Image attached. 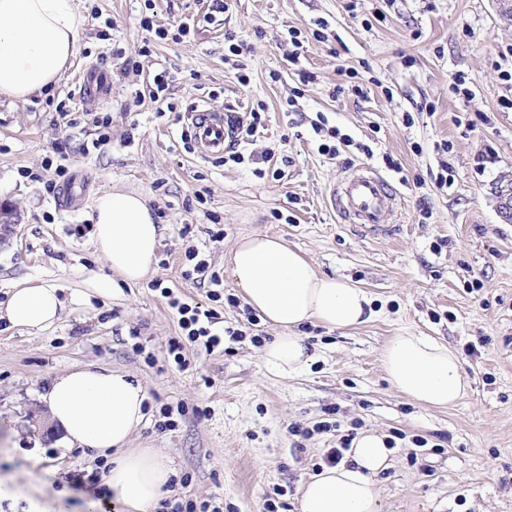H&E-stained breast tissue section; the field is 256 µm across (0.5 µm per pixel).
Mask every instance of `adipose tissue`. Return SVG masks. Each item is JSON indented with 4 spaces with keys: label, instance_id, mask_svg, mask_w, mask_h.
Instances as JSON below:
<instances>
[{
    "label": "adipose tissue",
    "instance_id": "ef3b65f1",
    "mask_svg": "<svg viewBox=\"0 0 512 512\" xmlns=\"http://www.w3.org/2000/svg\"><path fill=\"white\" fill-rule=\"evenodd\" d=\"M83 24L77 0H0V95L24 99L58 83L79 53ZM94 224L96 246L112 271L129 283L143 279L163 232L147 200L126 191L102 194L94 201ZM227 266L238 295L277 328L262 359L283 377L312 361L302 325L316 321L348 329L375 314L367 291L344 278L318 275L276 236L243 238ZM61 309L57 288L26 282L13 289L1 314L13 326L42 330L58 320ZM381 364L392 388L423 407H449L467 390L457 353L428 336L392 337ZM46 400L68 446L111 451L106 483L122 512H150L171 470L155 450L128 445L144 419L141 384L122 370L78 365L55 379ZM392 453L384 435L361 433L345 461L303 484L300 512H380L378 477Z\"/></svg>",
    "mask_w": 512,
    "mask_h": 512
}]
</instances>
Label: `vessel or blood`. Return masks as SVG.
<instances>
[{
	"label": "vessel or blood",
	"mask_w": 512,
	"mask_h": 512,
	"mask_svg": "<svg viewBox=\"0 0 512 512\" xmlns=\"http://www.w3.org/2000/svg\"><path fill=\"white\" fill-rule=\"evenodd\" d=\"M194 141L201 157L223 154L235 135L232 115L208 108L188 112ZM395 188L373 168L364 167L334 187L330 202L344 223L353 225L361 236L375 238L391 234L387 216L398 204Z\"/></svg>",
	"instance_id": "obj_1"
}]
</instances>
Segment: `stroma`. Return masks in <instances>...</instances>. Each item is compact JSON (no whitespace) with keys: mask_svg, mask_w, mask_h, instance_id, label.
<instances>
[{"mask_svg":"<svg viewBox=\"0 0 512 512\" xmlns=\"http://www.w3.org/2000/svg\"><path fill=\"white\" fill-rule=\"evenodd\" d=\"M210 4L81 0L80 52L58 84L24 100L0 96V202L21 220L0 246V307L21 282L56 287L64 303L42 331L0 318V482L17 492L0 499V512H29L33 499L85 512L89 496L68 476L98 468V455L42 428L50 385L78 364L141 382L146 419L131 445L157 449L170 466L165 496L264 512L279 488V512H299L302 483L340 436L375 430L394 441L381 512H512V221L498 199L512 180V110L500 105L512 99L502 78L512 72V22L496 0H362L353 11L349 0H231L223 14ZM145 12L172 32L187 18L193 27L180 41H158L139 25ZM321 23L324 42L313 36ZM290 28L303 43L296 65L285 58ZM229 31L248 46L237 67L225 61ZM301 68L314 80L301 81ZM91 70L108 83L84 101L76 86ZM347 70L370 81L367 98L336 94ZM161 71L169 91L157 101L149 85ZM459 73L472 100L451 88ZM257 104L265 128L241 150L263 157V176L185 149L191 109L241 114ZM320 112L373 157L352 147L322 155L311 129ZM106 115L102 142L93 120ZM447 141L453 184L441 190L431 173ZM483 148L493 157L480 169ZM365 165L399 191L392 235L362 237L330 208L331 189ZM114 190L146 196L164 228L152 271L133 285L93 243L92 202ZM250 234L280 237L317 272L365 288L375 317L355 329L303 325L315 359L279 377L250 339L272 340L276 329L250 325L228 281L224 324L243 338L210 354L187 346L189 366L178 369L167 348L181 330L161 288L210 308L207 286L183 275L186 249L220 273ZM403 331L458 353L469 388L456 405L426 408L392 389L381 352ZM166 414L173 427L158 429ZM296 426L310 438L293 435Z\"/></svg>","mask_w":512,"mask_h":512,"instance_id":"35a3bbf8","label":"stroma"}]
</instances>
